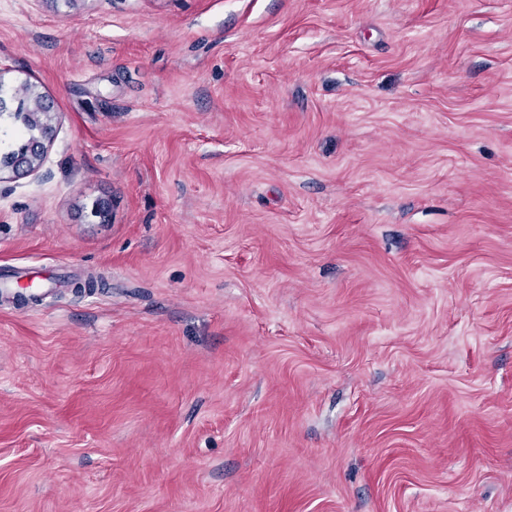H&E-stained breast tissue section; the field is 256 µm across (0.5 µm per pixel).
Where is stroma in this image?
Wrapping results in <instances>:
<instances>
[{
    "mask_svg": "<svg viewBox=\"0 0 512 512\" xmlns=\"http://www.w3.org/2000/svg\"><path fill=\"white\" fill-rule=\"evenodd\" d=\"M0 512H512V0H0ZM8 92L4 89L0 88V97H1V110H0V164H6L16 153L19 147L23 143H17L15 145L10 144L6 147V149L2 148L3 140L1 138V120L4 114H8V117L12 119L13 123L18 124L23 127L25 132H29V138L32 137L35 131L39 128V117L37 115V109L33 98L30 94L27 100L19 99L17 103V107L15 110L11 111L7 108L4 96L7 95ZM28 138V139H29ZM43 117L46 121V126L44 130L38 135L36 139H33L24 149V151L18 155V158L14 164L11 165V168L8 169L12 172H34L38 169L42 158L47 150V143L50 142L53 127L51 123L53 112H42Z\"/></svg>",
    "mask_w": 512,
    "mask_h": 512,
    "instance_id": "stroma-1",
    "label": "stroma"
}]
</instances>
